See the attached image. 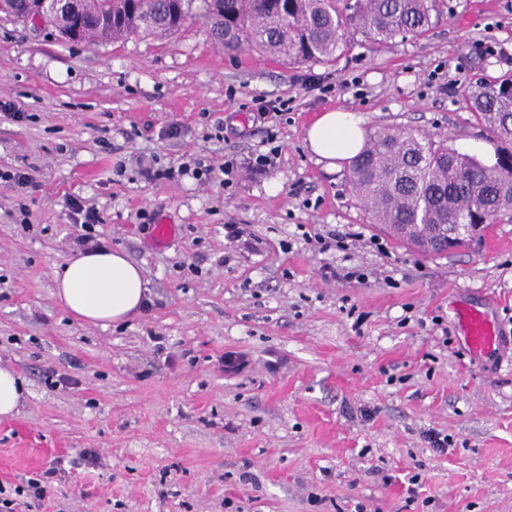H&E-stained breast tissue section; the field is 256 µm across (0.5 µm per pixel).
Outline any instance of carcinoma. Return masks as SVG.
Returning <instances> with one entry per match:
<instances>
[{"label": "carcinoma", "mask_w": 512, "mask_h": 512, "mask_svg": "<svg viewBox=\"0 0 512 512\" xmlns=\"http://www.w3.org/2000/svg\"><path fill=\"white\" fill-rule=\"evenodd\" d=\"M194 0H84L93 30L86 43L141 34L174 35L193 18ZM208 35L294 64H329L348 51L355 27L370 42L418 39L441 15L442 0H204ZM470 109L500 145L480 159L409 132L380 130L349 161L348 176L367 208L401 243L426 250L460 224L512 222V73L464 90Z\"/></svg>", "instance_id": "1"}]
</instances>
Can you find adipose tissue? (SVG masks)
<instances>
[{
  "label": "adipose tissue",
  "mask_w": 512,
  "mask_h": 512,
  "mask_svg": "<svg viewBox=\"0 0 512 512\" xmlns=\"http://www.w3.org/2000/svg\"><path fill=\"white\" fill-rule=\"evenodd\" d=\"M310 150L336 161L355 156L364 133L355 116L345 111L323 113L307 130ZM56 296L76 319L109 326L137 314L145 305L147 282L141 269L120 250L79 254L53 271Z\"/></svg>",
  "instance_id": "ef3b65f1"
}]
</instances>
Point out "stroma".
Masks as SVG:
<instances>
[{"mask_svg": "<svg viewBox=\"0 0 512 512\" xmlns=\"http://www.w3.org/2000/svg\"><path fill=\"white\" fill-rule=\"evenodd\" d=\"M445 2L426 38L353 30L345 57L315 65L225 51L199 21L88 46L0 13V99L26 114L0 112V169L40 185L0 181V367L29 389L0 417V487L47 486L13 512H512V222L452 254L408 249L370 223L347 162L328 169L305 143L342 110L368 134L493 158L463 89L512 71V0ZM258 95L288 102L261 170ZM141 154L242 168L228 187L153 181ZM70 194L97 204L99 241L149 282L126 323H81L55 296L54 267L80 250ZM143 211L175 224L165 247ZM462 307L487 310L498 351H468ZM228 353L245 366L225 372ZM50 373L77 384L50 388ZM57 457L69 468L44 478Z\"/></svg>", "mask_w": 512, "mask_h": 512, "instance_id": "stroma-1", "label": "stroma"}]
</instances>
